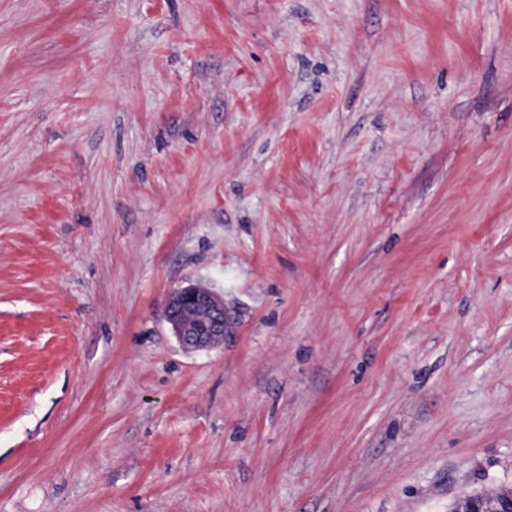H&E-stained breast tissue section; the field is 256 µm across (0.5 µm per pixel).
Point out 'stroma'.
<instances>
[{
    "label": "stroma",
    "instance_id": "1",
    "mask_svg": "<svg viewBox=\"0 0 512 512\" xmlns=\"http://www.w3.org/2000/svg\"><path fill=\"white\" fill-rule=\"evenodd\" d=\"M510 489L512 0H0V512ZM165 319L187 350L206 349L224 339V300L209 288L190 285L175 289Z\"/></svg>",
    "mask_w": 512,
    "mask_h": 512
}]
</instances>
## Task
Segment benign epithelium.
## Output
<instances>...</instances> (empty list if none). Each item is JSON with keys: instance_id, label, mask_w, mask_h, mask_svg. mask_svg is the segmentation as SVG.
Masks as SVG:
<instances>
[{"instance_id": "7a95c632", "label": "benign epithelium", "mask_w": 512, "mask_h": 512, "mask_svg": "<svg viewBox=\"0 0 512 512\" xmlns=\"http://www.w3.org/2000/svg\"><path fill=\"white\" fill-rule=\"evenodd\" d=\"M165 319L187 350L206 349L224 339V300L206 287L175 289ZM456 512H512V490L482 493L462 502Z\"/></svg>"}]
</instances>
